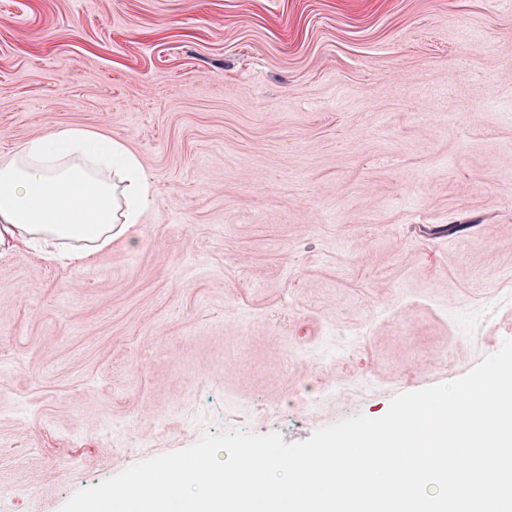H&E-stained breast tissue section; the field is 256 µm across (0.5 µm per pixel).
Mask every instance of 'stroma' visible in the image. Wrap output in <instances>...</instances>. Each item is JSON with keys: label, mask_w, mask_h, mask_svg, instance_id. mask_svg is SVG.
<instances>
[{"label": "stroma", "mask_w": 512, "mask_h": 512, "mask_svg": "<svg viewBox=\"0 0 512 512\" xmlns=\"http://www.w3.org/2000/svg\"><path fill=\"white\" fill-rule=\"evenodd\" d=\"M66 126L154 203L74 263L0 251V512L512 339V0H0V155Z\"/></svg>", "instance_id": "stroma-1"}]
</instances>
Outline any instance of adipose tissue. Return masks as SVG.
Instances as JSON below:
<instances>
[{
    "label": "adipose tissue",
    "instance_id": "ef3b65f1",
    "mask_svg": "<svg viewBox=\"0 0 512 512\" xmlns=\"http://www.w3.org/2000/svg\"><path fill=\"white\" fill-rule=\"evenodd\" d=\"M143 167L121 141L63 127L0 157V251L35 243L65 260L64 241L89 255L128 237L152 201Z\"/></svg>",
    "mask_w": 512,
    "mask_h": 512
}]
</instances>
